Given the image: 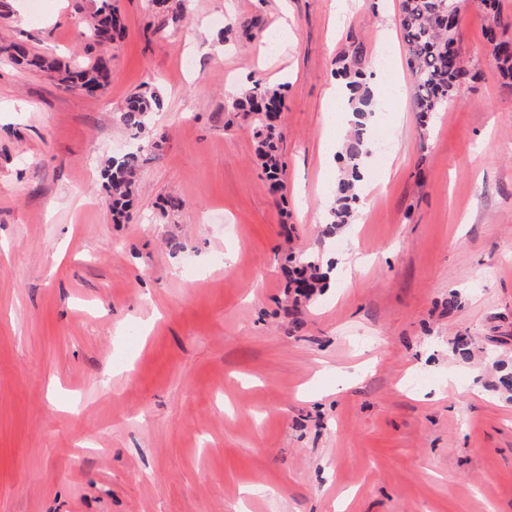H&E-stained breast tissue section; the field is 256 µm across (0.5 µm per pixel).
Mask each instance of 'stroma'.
I'll list each match as a JSON object with an SVG mask.
<instances>
[{
	"mask_svg": "<svg viewBox=\"0 0 512 512\" xmlns=\"http://www.w3.org/2000/svg\"><path fill=\"white\" fill-rule=\"evenodd\" d=\"M104 3L126 37L103 95L4 51L87 63L79 31ZM399 3L336 19L332 0H0V512H512V401L484 355L512 365V93L469 0L477 78L420 122ZM351 61L384 106L369 205L329 237L340 168L321 143L349 128L325 102ZM239 77L288 85L284 201L231 106ZM149 79L159 147L116 224L102 172ZM291 250L364 263L295 303Z\"/></svg>",
	"mask_w": 512,
	"mask_h": 512,
	"instance_id": "1",
	"label": "stroma"
}]
</instances>
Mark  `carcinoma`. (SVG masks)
I'll list each match as a JSON object with an SVG mask.
<instances>
[{
  "label": "carcinoma",
  "mask_w": 512,
  "mask_h": 512,
  "mask_svg": "<svg viewBox=\"0 0 512 512\" xmlns=\"http://www.w3.org/2000/svg\"><path fill=\"white\" fill-rule=\"evenodd\" d=\"M463 0H400L399 26L408 52V67L414 90L416 111L428 118L451 100L459 88L476 79V73L461 56L457 43L458 25L446 24V14L460 13ZM497 0H478V6L492 14L484 30L487 42L493 44V63L502 85L512 93V43L500 40L496 29L501 17L496 10ZM125 27L109 7L100 8L90 22L89 39L97 45L122 40ZM10 59L18 64L35 68L50 75L57 85L66 90L87 91L98 95L106 86L111 58L96 56L91 65L75 67L66 61L36 55L22 43L5 48ZM338 77L346 81L351 95L347 105L357 117L374 112V103L364 74L345 66ZM286 99L284 86H254L233 101V108L253 117V133L257 139L258 157L267 182L274 188L282 186L285 161L279 152L281 132L276 120ZM163 100L153 82H146L133 93L122 108L119 121L139 138V145L124 155L110 160L103 172L112 214L116 220L128 218L134 203V187L140 169L151 160L154 144L144 139L153 116L162 110ZM370 154L364 139L363 124L354 123L339 155L343 177L336 189L326 234L331 235L351 223L355 208L360 203L358 181L364 157ZM288 287L294 293L310 298L316 290L325 287L329 272L309 256L289 254L283 267ZM497 388L512 399V370L499 367Z\"/></svg>",
  "instance_id": "obj_1"
}]
</instances>
